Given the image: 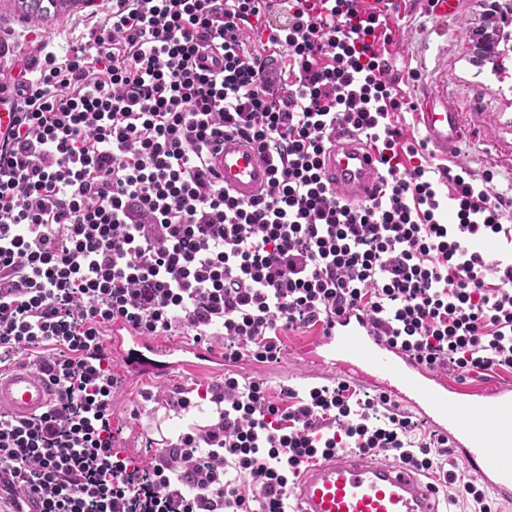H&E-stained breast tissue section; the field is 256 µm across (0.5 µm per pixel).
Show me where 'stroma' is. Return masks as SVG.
Returning a JSON list of instances; mask_svg holds the SVG:
<instances>
[{
    "label": "stroma",
    "mask_w": 512,
    "mask_h": 512,
    "mask_svg": "<svg viewBox=\"0 0 512 512\" xmlns=\"http://www.w3.org/2000/svg\"><path fill=\"white\" fill-rule=\"evenodd\" d=\"M106 0L85 4L76 0L66 10L45 20L21 16L15 0H0V72L16 69L21 58L42 50L65 55L81 40L88 27L104 18ZM484 0H460L448 16L435 15L426 0H393L394 30L389 45L390 62L398 92L412 102L408 112L395 114L394 122L409 140H423L425 133L416 111L424 93L448 99L463 112L467 137L449 161L428 156L431 167H462L475 175L492 172L495 191L512 197V52L493 60L477 62L471 34L487 27ZM320 327L281 333L284 351L280 362L259 363L245 358L236 364H213L189 369L175 376L146 375L125 380L117 399L113 419L122 433L120 442L126 455L136 456L145 443V434L161 428L165 441L176 440L190 426L206 424L209 412L191 411L176 416L158 406L153 395L222 384L225 374L264 382L271 400H281V391L331 384L336 376L328 368L304 361L300 349L320 336Z\"/></svg>",
    "instance_id": "35a3bbf8"
}]
</instances>
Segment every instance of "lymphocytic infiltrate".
Listing matches in <instances>:
<instances>
[{
    "mask_svg": "<svg viewBox=\"0 0 512 512\" xmlns=\"http://www.w3.org/2000/svg\"><path fill=\"white\" fill-rule=\"evenodd\" d=\"M391 42L376 0H108L65 57L0 82V363L27 355L55 387L38 416L0 412L7 512H288L301 468L350 449L455 482L447 439L414 441L411 415L344 382L274 402L227 376L199 395L210 424L140 458L112 423L116 323L272 363L280 332L352 309L425 367L512 369V263L467 244L512 199L423 164L391 120ZM342 128L377 156L358 203L322 170ZM227 134L269 163L261 196L210 167Z\"/></svg>",
    "mask_w": 512,
    "mask_h": 512,
    "instance_id": "1",
    "label": "lymphocytic infiltrate"
}]
</instances>
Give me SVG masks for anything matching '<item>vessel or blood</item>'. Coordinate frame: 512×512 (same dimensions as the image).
I'll list each match as a JSON object with an SVG mask.
<instances>
[{
  "label": "vessel or blood",
  "instance_id": "1",
  "mask_svg": "<svg viewBox=\"0 0 512 512\" xmlns=\"http://www.w3.org/2000/svg\"><path fill=\"white\" fill-rule=\"evenodd\" d=\"M418 119L427 144L443 158L451 156L467 134L463 115L454 107L428 105ZM210 163L225 189L245 201L259 194L271 177L259 152L236 137L224 139L212 151ZM323 171L354 202L366 199L377 182L373 152L343 129L336 133ZM129 343L160 359L163 375L218 360L200 345L160 344L116 324L110 352L115 361L114 377L120 381L128 376L124 347ZM303 355L308 361L330 365L337 377H354L367 388L386 394L395 405L415 410L434 431L448 437L460 459L494 497L512 498V387L448 384L390 346L352 312L337 317ZM54 393L47 377L28 369L0 374V411L14 416L40 414ZM294 500L293 512H446L437 494L411 470L350 452L304 470Z\"/></svg>",
  "mask_w": 512,
  "mask_h": 512
}]
</instances>
